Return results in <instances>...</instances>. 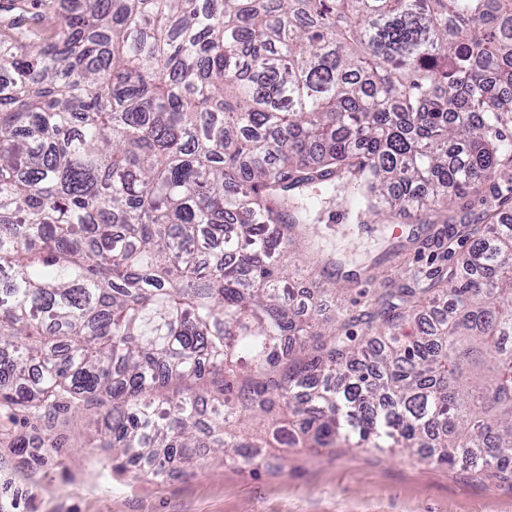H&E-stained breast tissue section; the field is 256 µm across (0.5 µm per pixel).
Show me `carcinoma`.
Segmentation results:
<instances>
[{
  "label": "carcinoma",
  "instance_id": "cac0c4a2",
  "mask_svg": "<svg viewBox=\"0 0 512 512\" xmlns=\"http://www.w3.org/2000/svg\"><path fill=\"white\" fill-rule=\"evenodd\" d=\"M76 3L0 34V410L33 450L85 409L117 469L270 467L243 426L278 399L280 444L512 475L506 211L327 329L276 255L308 185L369 224L495 181L512 0Z\"/></svg>",
  "mask_w": 512,
  "mask_h": 512
}]
</instances>
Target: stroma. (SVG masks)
<instances>
[{
	"label": "stroma",
	"mask_w": 512,
	"mask_h": 512,
	"mask_svg": "<svg viewBox=\"0 0 512 512\" xmlns=\"http://www.w3.org/2000/svg\"><path fill=\"white\" fill-rule=\"evenodd\" d=\"M496 186L485 199L452 198L447 214L429 223L401 215L389 224H355L346 203H327L284 262L302 267V285L310 288L324 274L318 255L344 256L335 277L340 291L325 297L324 314L364 308L407 282L409 269L460 263L472 244L461 219H475L496 199L512 200L511 160L501 159ZM2 430L10 437L0 444V512H512L511 481L403 453L275 444L269 454L286 458L279 469H232L211 452L157 479L113 469L89 413L70 418L59 447L40 463L24 447L33 436L29 424L1 411Z\"/></svg>",
	"instance_id": "35a3bbf8"
}]
</instances>
